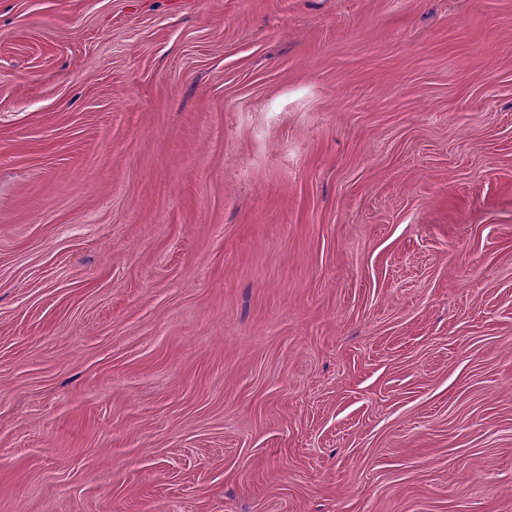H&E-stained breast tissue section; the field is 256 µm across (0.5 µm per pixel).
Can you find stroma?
<instances>
[{"label":"stroma","instance_id":"stroma-1","mask_svg":"<svg viewBox=\"0 0 512 512\" xmlns=\"http://www.w3.org/2000/svg\"><path fill=\"white\" fill-rule=\"evenodd\" d=\"M0 512H512V0H0Z\"/></svg>","mask_w":512,"mask_h":512}]
</instances>
